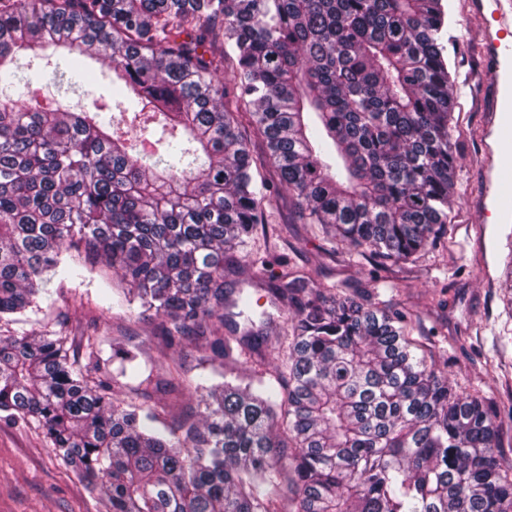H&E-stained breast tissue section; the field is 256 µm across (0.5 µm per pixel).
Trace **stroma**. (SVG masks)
<instances>
[{
	"label": "stroma",
	"mask_w": 512,
	"mask_h": 512,
	"mask_svg": "<svg viewBox=\"0 0 512 512\" xmlns=\"http://www.w3.org/2000/svg\"><path fill=\"white\" fill-rule=\"evenodd\" d=\"M443 4L449 19L446 54L457 68L451 124L456 195L444 243L375 283L367 259L304 224L283 192L272 199L266 226L257 227L246 249L251 276L230 273L224 285L251 298V316L257 319L271 309L265 291L269 261L283 256L297 268L317 270L321 287L414 313L416 336L446 365L455 391L478 392L506 406L512 404V250L506 239L512 224L479 223L473 206L483 187L480 140L491 97L479 50L483 21L470 15L468 0ZM87 66L93 83L56 88L36 82L31 96L65 109L91 108L94 99L111 96L112 73L100 59ZM68 262L79 277L54 278L39 311L0 321V334L39 336L60 329L75 347L92 335L106 344L127 340L155 355L164 318L143 312L136 302L113 305L105 292L113 272L92 263L83 249H72ZM492 361L499 365L493 374L486 370ZM0 512H112V507L106 495L90 493L85 480L54 455L38 421L0 413Z\"/></svg>",
	"instance_id": "obj_1"
}]
</instances>
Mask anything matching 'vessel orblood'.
<instances>
[{"label": "vessel or blood", "mask_w": 512, "mask_h": 512, "mask_svg": "<svg viewBox=\"0 0 512 512\" xmlns=\"http://www.w3.org/2000/svg\"><path fill=\"white\" fill-rule=\"evenodd\" d=\"M473 12L486 19L481 51L492 78V98L487 108L486 134L493 140L484 154L486 186L478 201L479 210L493 223L511 224L512 167V0H469Z\"/></svg>", "instance_id": "obj_1"}]
</instances>
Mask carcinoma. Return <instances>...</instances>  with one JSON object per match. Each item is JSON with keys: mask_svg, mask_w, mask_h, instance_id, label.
<instances>
[{"mask_svg": "<svg viewBox=\"0 0 512 512\" xmlns=\"http://www.w3.org/2000/svg\"><path fill=\"white\" fill-rule=\"evenodd\" d=\"M446 26L442 0H0V319L40 309L82 243L121 301L169 319L167 348L223 370L178 376L203 409L169 418L145 389L123 396L135 346L0 335V411L38 420L112 512H512L501 408L453 390L413 314L287 271L267 288L283 322L224 317L250 305L224 268L248 272L260 167L379 281L444 237ZM50 46L69 55L59 87L108 61L120 119L8 93Z\"/></svg>", "mask_w": 512, "mask_h": 512, "instance_id": "carcinoma-1", "label": "carcinoma"}]
</instances>
